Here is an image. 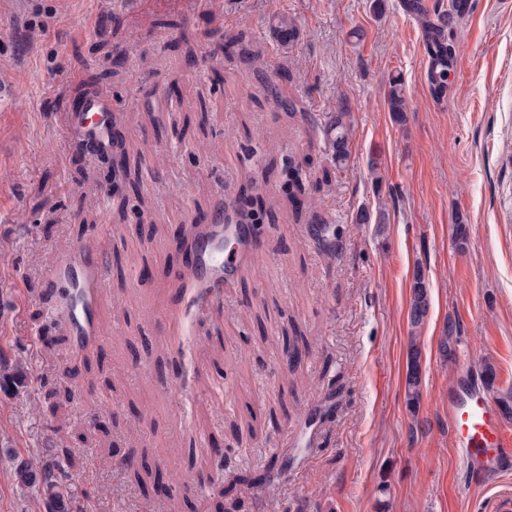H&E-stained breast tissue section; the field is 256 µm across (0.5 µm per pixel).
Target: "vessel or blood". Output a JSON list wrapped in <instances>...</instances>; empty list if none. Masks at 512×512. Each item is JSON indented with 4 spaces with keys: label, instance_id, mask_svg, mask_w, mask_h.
<instances>
[{
    "label": "vessel or blood",
    "instance_id": "obj_1",
    "mask_svg": "<svg viewBox=\"0 0 512 512\" xmlns=\"http://www.w3.org/2000/svg\"><path fill=\"white\" fill-rule=\"evenodd\" d=\"M87 112L92 113V122H85L83 115ZM84 113L74 114L68 121L74 136L106 146L112 125L110 100L102 96L93 98L87 102ZM201 234L206 244L200 263L206 268L207 275L199 277L197 270L190 269L185 271L184 277L202 305L206 306L222 293L225 274L248 253L254 240V230L244 224H207ZM49 274L52 278L67 281L76 291L74 307L61 311V317L73 336L80 341L97 336L99 327L94 312L102 299L99 264H83L71 257L54 265ZM448 410L456 446L474 479L487 477L490 471L500 469L505 460L512 458V438L508 437L494 405L481 386L457 383L448 391Z\"/></svg>",
    "mask_w": 512,
    "mask_h": 512
}]
</instances>
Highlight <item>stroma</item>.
Returning a JSON list of instances; mask_svg holds the SVG:
<instances>
[{
  "mask_svg": "<svg viewBox=\"0 0 512 512\" xmlns=\"http://www.w3.org/2000/svg\"><path fill=\"white\" fill-rule=\"evenodd\" d=\"M32 0L0 14V351L29 385L0 393V512H39L15 465L69 449L82 512H180L121 472L124 455L208 481L188 496L213 512H499L512 473L470 484L448 391L481 382L512 403V0L458 18L448 89L427 81L425 20L450 0ZM298 35L282 47L273 28ZM125 52L113 66V51ZM408 98L394 120L387 92ZM296 104L282 109L271 89ZM112 101L139 194L109 192L111 149L79 151L65 123ZM344 111L349 154L324 134ZM302 162L310 203L294 217L280 170ZM268 212L254 256L210 308L197 307L175 249L235 216L251 189ZM386 210L383 232L356 221ZM469 226L465 248L452 240ZM334 225L341 254L319 245ZM91 253L103 270L100 338L78 344L54 309L51 266ZM431 306L420 333L418 411L406 405L407 310L415 273ZM462 327L456 358L438 341ZM304 334L288 368L286 337ZM184 376L173 381L172 365ZM224 443L223 457L211 452Z\"/></svg>",
  "mask_w": 512,
  "mask_h": 512,
  "instance_id": "obj_1",
  "label": "stroma"
}]
</instances>
